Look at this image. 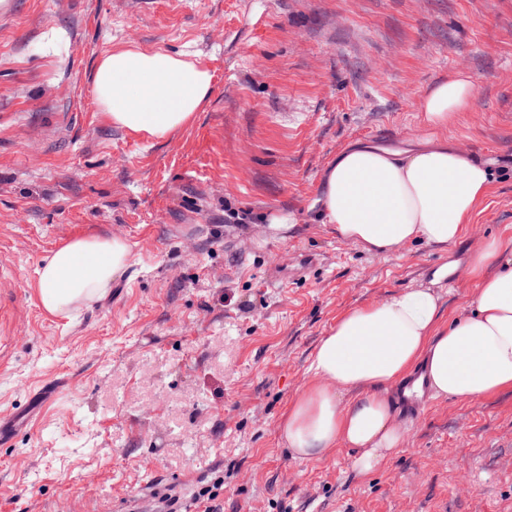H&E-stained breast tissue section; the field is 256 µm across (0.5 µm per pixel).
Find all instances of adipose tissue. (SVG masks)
Listing matches in <instances>:
<instances>
[{
	"label": "adipose tissue",
	"mask_w": 512,
	"mask_h": 512,
	"mask_svg": "<svg viewBox=\"0 0 512 512\" xmlns=\"http://www.w3.org/2000/svg\"><path fill=\"white\" fill-rule=\"evenodd\" d=\"M94 91L113 125L161 141L193 119L211 94L212 75L190 54L127 46L102 56ZM475 93L471 78L449 75L421 102L430 133L416 147L358 146L336 160L320 203L342 240L386 254L417 241L448 245L465 236L493 178L443 133L469 110ZM130 255L118 237L84 236L57 248L37 269L42 307L63 314L76 302L102 297ZM468 271L471 310L453 322H445L428 290L398 292L337 318L280 425L296 457L320 461L348 447L358 451L359 472L386 466L402 441L392 389L418 367L442 397L471 400L512 390V253L490 242L472 253Z\"/></svg>",
	"instance_id": "obj_1"
}]
</instances>
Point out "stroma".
I'll use <instances>...</instances> for the list:
<instances>
[{
	"label": "stroma",
	"instance_id": "obj_1",
	"mask_svg": "<svg viewBox=\"0 0 512 512\" xmlns=\"http://www.w3.org/2000/svg\"><path fill=\"white\" fill-rule=\"evenodd\" d=\"M190 52L213 75L194 120L148 143L100 112L103 52ZM476 93L448 141L493 172L461 243L373 254L324 223L329 165L356 143L426 137L449 73ZM287 224L273 226V217ZM85 235L130 265L47 313L36 269ZM512 249V0H0V512H155L223 477V512H512V390L403 405V443L367 475L341 448L294 457L279 423L349 308L434 288L449 259ZM305 278L273 280V258Z\"/></svg>",
	"mask_w": 512,
	"mask_h": 512
}]
</instances>
